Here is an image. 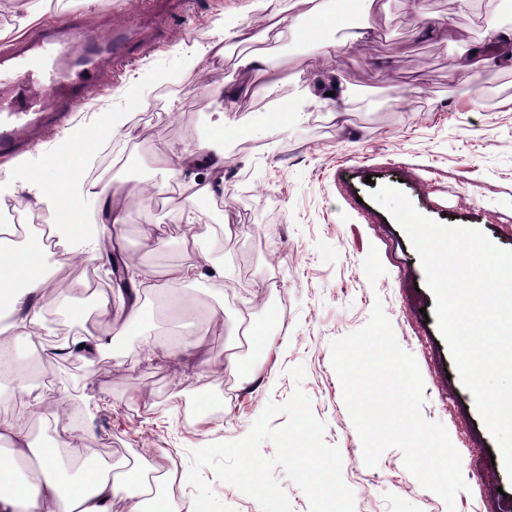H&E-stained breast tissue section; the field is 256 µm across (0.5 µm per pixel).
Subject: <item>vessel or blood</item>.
Listing matches in <instances>:
<instances>
[{
    "mask_svg": "<svg viewBox=\"0 0 512 512\" xmlns=\"http://www.w3.org/2000/svg\"><path fill=\"white\" fill-rule=\"evenodd\" d=\"M183 8L184 0H149L135 20L113 17L101 36L87 35L85 18L73 15L0 46V71L29 69L43 78L33 97L0 101V161L22 155L79 104L111 88L114 63L160 43Z\"/></svg>",
    "mask_w": 512,
    "mask_h": 512,
    "instance_id": "b4317fda",
    "label": "vessel or blood"
}]
</instances>
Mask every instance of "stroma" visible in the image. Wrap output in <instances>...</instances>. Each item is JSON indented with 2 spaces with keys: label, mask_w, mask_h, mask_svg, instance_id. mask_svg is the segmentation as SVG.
Listing matches in <instances>:
<instances>
[{
  "label": "stroma",
  "mask_w": 512,
  "mask_h": 512,
  "mask_svg": "<svg viewBox=\"0 0 512 512\" xmlns=\"http://www.w3.org/2000/svg\"><path fill=\"white\" fill-rule=\"evenodd\" d=\"M251 0H191L165 43L121 67L111 90L66 119L42 145L21 158L0 162V183L10 184L15 203L43 211L34 179L46 155L60 153L65 133L94 132L114 111L131 131L127 140L88 141L80 156L84 173L108 154L124 156L122 167L102 186L127 215L115 234L123 249L155 282L195 265L202 277L183 292L198 307L224 314L222 327L195 328L204 345L196 354L152 355L141 333L113 336L112 322L94 314L98 295L112 282L97 261L73 265L57 280L96 284L82 308L90 321L71 318L66 304L46 316L39 336L13 346L19 362L48 367L52 388L66 395L81 431L61 433L64 480L77 479L81 462L158 465L180 479L172 497L180 508L194 501L187 479L190 453L221 441L244 438L268 403L282 404L295 387L311 400L324 423V441L339 449L342 479L354 494L355 512H447L436 494L421 487L403 464L400 450L385 451L376 467L363 461L360 437L343 403L331 364L330 343L365 326L382 301L399 344L410 352L424 384L422 412L445 426L461 457L467 485L456 512H489L512 502L499 449L473 394L463 385L436 320H425L435 298L409 237L372 197L375 186L399 187L422 215L448 225L481 230L495 245L512 250V64L472 76L453 73L451 58L488 45L487 19L512 30L506 0H475L463 11L457 0H387L386 9L345 11L347 25L368 23L371 37L337 56L324 55L321 40L331 25L302 14L296 0H261V14L276 20L266 37L250 45L228 43L224 56L198 57L225 25L251 19ZM138 0H0V42L19 37L23 19L61 20L82 13L106 20L114 13L135 18ZM286 25H279L280 17ZM447 24L467 32L464 42H436L425 26ZM261 53L279 70L273 93L217 100L215 81L263 84L264 73H246L241 57ZM337 77L347 95L335 111L307 107L292 118L299 86ZM148 105L133 109L138 95ZM223 111L228 130L224 189L191 198L183 184L159 169L158 156L209 140L213 114ZM152 186L163 201L139 205L135 187ZM217 225L215 234L186 242L182 215ZM223 265V280L208 277ZM113 336L95 363L72 371L51 362L48 350L60 336L85 332ZM238 361L257 381L214 373L207 359ZM305 369L294 384L289 368ZM109 399L102 413L99 398ZM0 423L25 411V432L37 443L46 429L42 410L29 395L13 398ZM82 450L74 462L70 447Z\"/></svg>",
  "instance_id": "stroma-1"
}]
</instances>
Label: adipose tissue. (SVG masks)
<instances>
[{
	"instance_id": "1",
	"label": "adipose tissue",
	"mask_w": 512,
	"mask_h": 512,
	"mask_svg": "<svg viewBox=\"0 0 512 512\" xmlns=\"http://www.w3.org/2000/svg\"><path fill=\"white\" fill-rule=\"evenodd\" d=\"M224 138V121L213 123L212 138L192 148H184L159 162L170 174L185 175L202 165L208 180L193 182L194 196H211L224 188V170L229 164L217 143ZM76 163L64 164L57 157H46L43 178L38 182L40 200L57 216L50 225L53 244L38 236L22 242L0 240V359L8 355L13 343L31 336L45 320L44 314L59 299L82 296L85 284L74 280L62 285L45 269L46 258L56 267L110 257L115 249L111 235L88 231L82 219V199L98 195L96 185L77 178ZM48 236V237H49ZM130 292L115 289L99 297L98 309L113 314L124 325L142 326L149 317L142 304L143 294L153 285L146 273L136 265H128ZM23 417L0 425V439L8 440L12 455L0 461V512H111L117 495L138 499L143 512H176L172 498L161 490L151 489L144 474L136 471L112 473L110 466L82 464V476L76 483L65 485L54 473L59 459V442L45 438L40 448L27 443Z\"/></svg>"
}]
</instances>
